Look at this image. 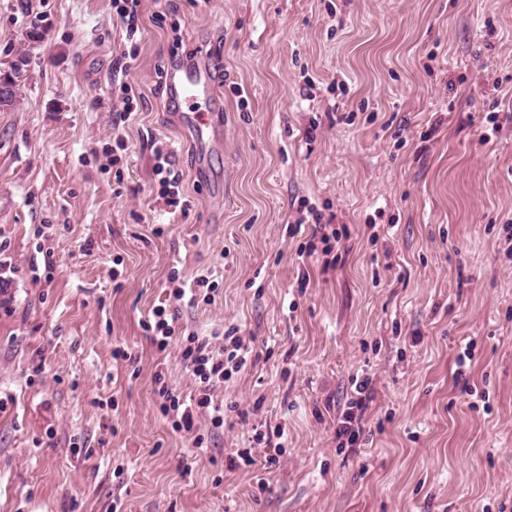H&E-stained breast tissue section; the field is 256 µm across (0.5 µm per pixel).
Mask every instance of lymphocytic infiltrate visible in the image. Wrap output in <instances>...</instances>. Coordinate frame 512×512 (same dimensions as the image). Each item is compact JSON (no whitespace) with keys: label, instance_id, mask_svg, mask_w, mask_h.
<instances>
[{"label":"lymphocytic infiltrate","instance_id":"f902f5d3","mask_svg":"<svg viewBox=\"0 0 512 512\" xmlns=\"http://www.w3.org/2000/svg\"><path fill=\"white\" fill-rule=\"evenodd\" d=\"M153 153L159 195L167 206L180 207L184 192L183 178L175 167L173 154L163 145L154 146ZM308 214L312 232L305 244L299 248V258L307 260L318 253L331 255L339 246L342 233L335 225L325 222L323 213L317 208H309ZM170 280L173 284L170 295L176 304L194 307L202 303L209 305L215 300L212 271H200L187 279L174 273ZM143 328L158 352L177 349L181 360L191 368L196 392L187 400L169 388L163 373H156L158 410L164 417L169 418L174 431L192 435L194 447H203L206 438L200 433L197 423L205 416L213 427L223 426L224 408L215 402L213 391L232 374L246 368L250 359L248 346L234 327L228 328L224 333L215 332L204 337L194 331L182 332L174 307H168L164 303L153 308L152 316L144 322ZM374 393L372 376L368 375L356 381L354 395L337 420L336 436L347 447L352 448L358 444L365 408Z\"/></svg>","mask_w":512,"mask_h":512}]
</instances>
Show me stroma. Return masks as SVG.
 <instances>
[{
	"label": "stroma",
	"mask_w": 512,
	"mask_h": 512,
	"mask_svg": "<svg viewBox=\"0 0 512 512\" xmlns=\"http://www.w3.org/2000/svg\"><path fill=\"white\" fill-rule=\"evenodd\" d=\"M140 12L122 74L112 0H0V74L27 60L0 109V512H512V0ZM179 61L222 95L203 146L169 105ZM124 81L142 103L116 126ZM158 140L185 213L158 197ZM304 202L348 231L335 268L297 258ZM206 268L216 302L179 305L180 325L237 326L257 359L215 390L237 409L197 448L153 381L187 396L194 377L141 323L172 270ZM278 427L271 466L255 436ZM374 393L373 376L367 375L361 380H355L354 397L337 420L336 437L342 440V445L353 448L359 443L365 408Z\"/></svg>",
	"instance_id": "stroma-1"
}]
</instances>
